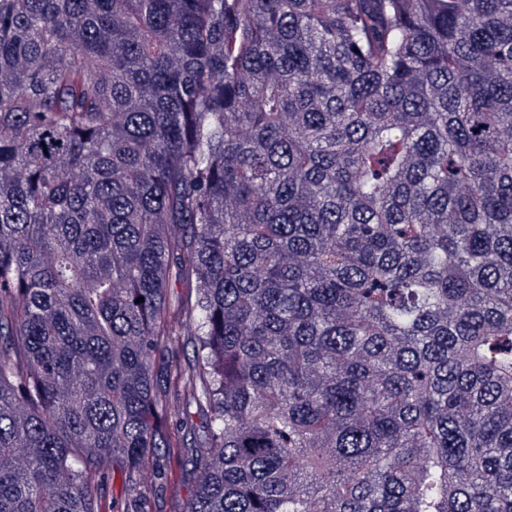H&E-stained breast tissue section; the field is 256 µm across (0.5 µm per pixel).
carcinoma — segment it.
<instances>
[{"label":"carcinoma","mask_w":512,"mask_h":512,"mask_svg":"<svg viewBox=\"0 0 512 512\" xmlns=\"http://www.w3.org/2000/svg\"><path fill=\"white\" fill-rule=\"evenodd\" d=\"M189 389L186 512H512V0H0V512Z\"/></svg>","instance_id":"1"}]
</instances>
